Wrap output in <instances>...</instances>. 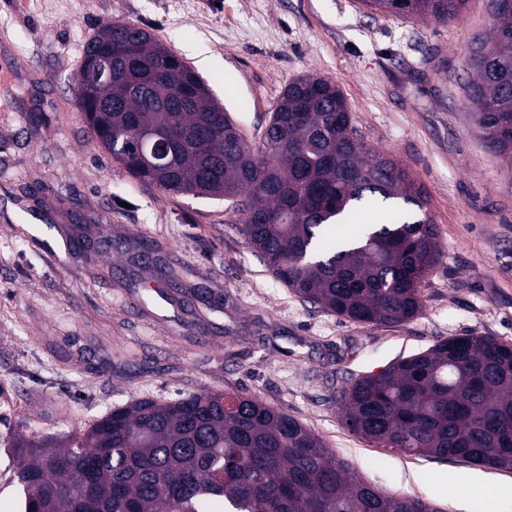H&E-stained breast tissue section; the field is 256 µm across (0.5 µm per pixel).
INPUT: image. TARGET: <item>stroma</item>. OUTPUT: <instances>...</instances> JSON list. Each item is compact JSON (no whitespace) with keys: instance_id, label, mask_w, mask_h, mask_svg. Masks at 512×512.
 <instances>
[{"instance_id":"stroma-1","label":"stroma","mask_w":512,"mask_h":512,"mask_svg":"<svg viewBox=\"0 0 512 512\" xmlns=\"http://www.w3.org/2000/svg\"><path fill=\"white\" fill-rule=\"evenodd\" d=\"M148 30L259 142L288 83L343 92L363 140L422 183L442 256L420 316L349 321L302 301L245 242L231 203L138 181L91 139L73 78L100 24ZM487 0L440 22L359 0H0V512H23L19 424L89 429L113 407L242 389L319 435L389 495L474 512L476 470L350 432L336 408L376 367L475 334L512 343V167L465 109Z\"/></svg>"}]
</instances>
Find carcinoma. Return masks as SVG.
Returning <instances> with one entry per match:
<instances>
[{
  "instance_id": "obj_1",
  "label": "carcinoma",
  "mask_w": 512,
  "mask_h": 512,
  "mask_svg": "<svg viewBox=\"0 0 512 512\" xmlns=\"http://www.w3.org/2000/svg\"><path fill=\"white\" fill-rule=\"evenodd\" d=\"M467 0H361L373 13L444 21ZM470 48L464 106L484 147L512 164V0H488ZM88 133L136 179L233 203L246 242L301 300L353 322L395 325L423 311L422 283L442 252L428 199L408 170L369 147L331 81L288 84L259 144L202 79L145 29L98 28L75 76ZM167 138L161 165L141 134ZM395 208L325 242L353 208ZM344 425L414 455L512 470V345L453 336L366 374L337 400ZM24 512H438L360 480L317 434L242 389L113 408L59 439L17 435ZM80 464L77 484L71 467Z\"/></svg>"
}]
</instances>
